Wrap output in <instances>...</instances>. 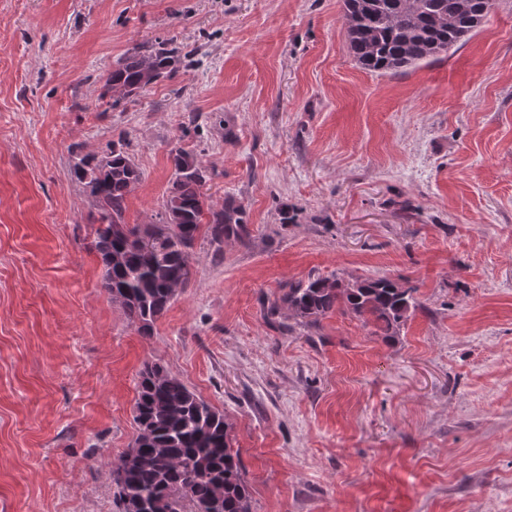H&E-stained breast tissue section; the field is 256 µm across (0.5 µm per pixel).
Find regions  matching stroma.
<instances>
[{
    "label": "stroma",
    "mask_w": 512,
    "mask_h": 512,
    "mask_svg": "<svg viewBox=\"0 0 512 512\" xmlns=\"http://www.w3.org/2000/svg\"><path fill=\"white\" fill-rule=\"evenodd\" d=\"M161 40L192 64L110 107L108 72ZM118 139L126 223H159L181 149L250 230L198 233L148 337L71 173ZM317 276L418 307L389 342L267 317ZM150 363L224 414L252 512H512V0L387 74L354 61L343 0H0V512H122Z\"/></svg>",
    "instance_id": "1"
}]
</instances>
